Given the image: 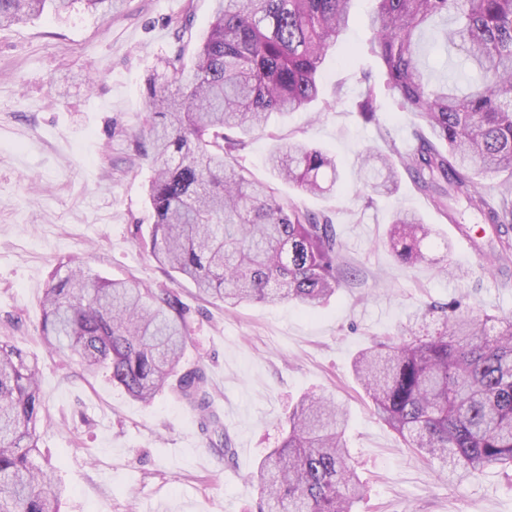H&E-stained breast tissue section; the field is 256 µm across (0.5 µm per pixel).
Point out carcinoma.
Returning a JSON list of instances; mask_svg holds the SVG:
<instances>
[{
    "instance_id": "cac0c4a2",
    "label": "carcinoma",
    "mask_w": 512,
    "mask_h": 512,
    "mask_svg": "<svg viewBox=\"0 0 512 512\" xmlns=\"http://www.w3.org/2000/svg\"><path fill=\"white\" fill-rule=\"evenodd\" d=\"M77 0H0V25L70 10ZM354 0H215L214 21L191 60H165L170 81L149 82L148 199L155 221L141 243L200 297L228 306L295 303L314 312L340 287L344 245L330 216L303 208L233 165L245 147L228 132L262 131L274 114L319 99L328 52L348 25ZM370 49L386 88L418 118L405 152L366 149L357 180L375 194L397 190L399 171L458 224L465 200L495 233L498 269L512 264V0H375ZM438 18L448 55L479 79L460 88L424 58L425 29ZM354 108L375 118L369 76ZM273 173L319 197L344 191L336 157L304 143L269 152ZM503 174L492 196L472 171ZM431 225L399 212L386 232L398 261H427ZM42 338L68 350L84 370H104L141 402L170 388L195 414L209 447L232 455L204 368L181 365L189 308L172 291L106 279L80 264L55 268L43 296ZM441 308L443 330L420 338L411 324L354 361L357 380L381 421L461 486L492 468L512 467V316ZM48 422L37 364L0 341V512H59L53 471L39 466V426ZM345 409L309 395L289 412L285 436L259 463V512H352L363 486L344 440Z\"/></svg>"
}]
</instances>
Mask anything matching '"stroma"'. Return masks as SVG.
<instances>
[{
  "label": "stroma",
  "instance_id": "obj_1",
  "mask_svg": "<svg viewBox=\"0 0 512 512\" xmlns=\"http://www.w3.org/2000/svg\"><path fill=\"white\" fill-rule=\"evenodd\" d=\"M371 9L372 0H356L324 63L320 102L271 120L236 152L253 178L274 182L266 157L277 143L323 147L347 172L365 149L412 144L417 121L391 92L382 88L375 121L353 108L364 76L385 81L369 49ZM211 20L212 0H120L107 14L80 2L60 17L0 28V338L38 360L50 414L39 459L54 465L64 488L60 512H257L253 473L278 445L293 405L321 392L350 412L345 441L365 486L356 512H512V471L491 469L450 488L378 419L352 373L361 349L397 338L410 317L421 335L434 334L431 303L462 298L475 312L512 315V275L485 264L497 243L478 215L459 208L467 228L459 233L405 173L386 197L355 185L337 196H297L331 216L348 262L345 282L316 314L293 303L228 308L197 297L139 244V227L154 221V164L136 149L147 136V81L179 46L194 49ZM185 21L193 39L183 44ZM400 211L435 225L429 263L401 264L384 244ZM446 256L465 278L440 273ZM71 260L106 278L172 290L189 306L183 364L204 368L232 458L209 447L171 390L146 404L106 373L86 374L46 350L41 298L50 272Z\"/></svg>",
  "mask_w": 512,
  "mask_h": 512
}]
</instances>
